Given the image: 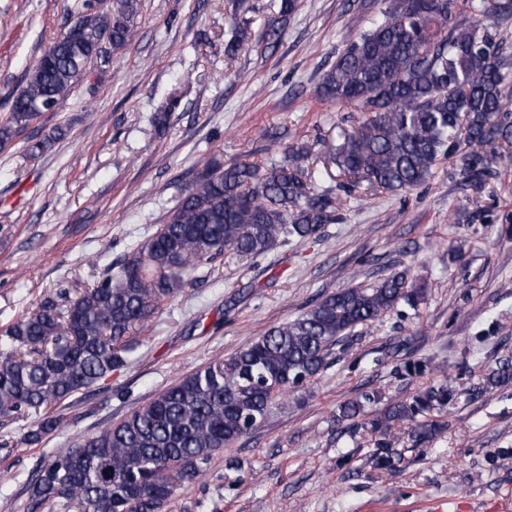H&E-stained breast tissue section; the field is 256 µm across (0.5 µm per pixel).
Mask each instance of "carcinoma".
I'll return each mask as SVG.
<instances>
[{"instance_id": "1", "label": "carcinoma", "mask_w": 512, "mask_h": 512, "mask_svg": "<svg viewBox=\"0 0 512 512\" xmlns=\"http://www.w3.org/2000/svg\"><path fill=\"white\" fill-rule=\"evenodd\" d=\"M368 26L319 77L326 101L367 114L332 158L338 171L389 193L428 181L440 160L457 158V175L480 191L493 164H512V53L492 29L512 13L507 0H470L473 18L457 19L455 0H358ZM298 9L281 0L260 39L275 44ZM140 0H115L108 11L83 3L70 27L43 51L26 84L12 96L0 142L53 111L74 87L106 68L135 36ZM252 20L232 28L228 51L252 40ZM309 148H274L266 168L208 163L180 190L169 220L137 244L117 270L107 268L64 309L46 301L0 330V421L31 420L20 441L38 445L64 427L57 406L129 363L133 328L160 302L176 296L199 267L228 251L257 258L279 242L320 238L336 223L338 198L294 163ZM423 291L406 273L322 298L297 318L269 328L228 357L184 375L116 424L59 448L29 482L31 512H162L177 488L197 482L216 451L259 429L278 399L305 390L327 367L333 347L360 325L376 322ZM512 383V360L484 377L480 390ZM455 398L444 379L364 417L365 393L339 408L336 422L358 421L386 437L397 423L412 446L434 440ZM384 440L376 465L392 469L401 456Z\"/></svg>"}]
</instances>
